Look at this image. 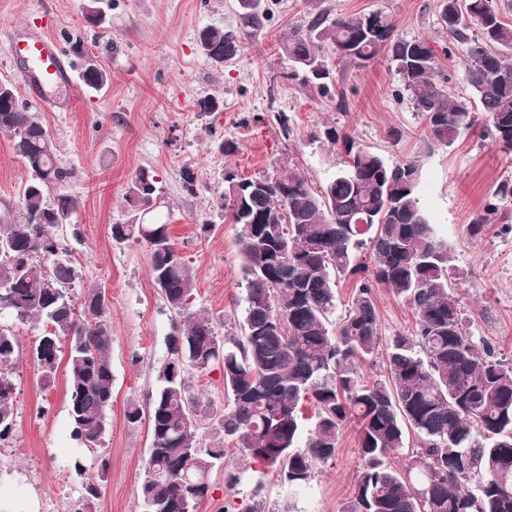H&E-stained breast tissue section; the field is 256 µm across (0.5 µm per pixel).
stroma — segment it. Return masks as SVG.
<instances>
[{"label": "stroma", "instance_id": "stroma-1", "mask_svg": "<svg viewBox=\"0 0 512 512\" xmlns=\"http://www.w3.org/2000/svg\"><path fill=\"white\" fill-rule=\"evenodd\" d=\"M86 0H0V81L10 82L20 101L38 112L54 139L61 164L72 170L66 192L74 198L72 223L57 228L81 274L79 292L105 290L111 311L112 406L101 447L88 452L71 437L65 396L67 373L58 370L43 387L28 351L40 325L9 315L0 324L16 334L21 354L13 367L16 426L0 445V512H140V489L150 436L147 421L129 423V403L148 409L156 373L169 359L172 314L151 270L143 241L113 239L111 227L128 220L123 196L142 169L156 175L169 211L175 247L196 281L192 307L205 312L218 338L237 335L245 302L238 227L220 207L224 176L273 172L289 162L319 189L333 178L336 151L323 136L333 126L388 162L417 159L425 211L453 253L449 281L464 302L465 327L476 344H490L512 359V198L502 218L470 236L472 217L500 181L512 177V156L491 140L472 136L453 147L421 150L425 131L387 55L344 65L333 52L325 58L333 77V98L292 78L280 49L288 29L308 16L306 0H277L272 19L242 38L240 53L223 68L203 55L199 34L208 28L236 29V0H105V20L85 19ZM440 0H323L331 14L383 12L396 34L422 37L433 46L444 76H455L456 54L439 24ZM46 34L60 47L68 78L56 93L63 108L33 100L21 62L6 45L9 37ZM92 53L112 73L107 90L88 94L80 85L81 52ZM346 110H338L336 96ZM221 101L220 111L199 114L197 102ZM287 126H280V117ZM398 130L392 139L390 130ZM237 150L220 151L224 141ZM25 165L0 134V200L17 201ZM195 176L194 191L184 172ZM383 341L411 334V306L387 289H376ZM192 391L207 406L198 420L204 442L218 437L217 421L230 398L220 366L190 371ZM224 462L210 474L211 493L198 512H241L257 502L265 512H347L358 469V432L348 424L336 453L317 468L313 480L290 491L273 470L253 464L234 443L224 445ZM91 465L99 494L90 497L74 458Z\"/></svg>", "mask_w": 512, "mask_h": 512}]
</instances>
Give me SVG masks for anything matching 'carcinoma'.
<instances>
[{
	"instance_id": "carcinoma-1",
	"label": "carcinoma",
	"mask_w": 512,
	"mask_h": 512,
	"mask_svg": "<svg viewBox=\"0 0 512 512\" xmlns=\"http://www.w3.org/2000/svg\"><path fill=\"white\" fill-rule=\"evenodd\" d=\"M374 16L376 30L364 14L310 13L281 42L292 75L325 97L331 94L325 45L354 65L384 51L424 117L423 148L450 147L478 132L512 152V24L502 21L495 0H441L439 24L463 47L457 78L467 96L444 85L426 39L399 37L386 16ZM268 21L264 0H254L239 30L206 29L200 49L222 67L240 51L241 34ZM82 59L86 91H102L111 73L91 55ZM0 133L26 166L18 202L0 204V241L11 244L0 254V313L43 326L30 354L44 385L54 383L66 360L71 436L91 449L107 431L114 336L107 304L85 307L99 290L81 300L73 295L80 274L52 232L70 223L75 210L64 191L72 171L6 81H0ZM324 136L338 147V162L319 191L286 163L268 176L226 173L221 208L239 225L247 307L240 334L224 341L204 313L189 310L190 267L169 224L151 220L161 203L159 181L143 169L127 187L129 220L112 225V237L149 244L155 283L175 314L170 355L182 361L175 377L158 371L144 467L153 477H143L142 512H197L211 489L185 482L184 473H207L223 462L226 439L284 484L305 485L334 457L351 421L360 426V466L349 512H512V363L489 348L479 352L464 329L462 297L448 290L453 255L422 206L419 165L412 159L390 165L334 126ZM507 198L509 179L473 216L469 234H481ZM363 250L366 262L359 261ZM341 277L356 279L355 293L347 313L332 322ZM379 287L412 306L416 327L393 338L388 377L371 384L359 363L374 361L381 350ZM19 349L17 336L0 326V387L15 388L10 368ZM215 363L222 365L231 407L219 419L223 438L204 446L197 432L203 407L187 373ZM306 401L316 409L310 425ZM14 426V397L0 395V441Z\"/></svg>"
}]
</instances>
